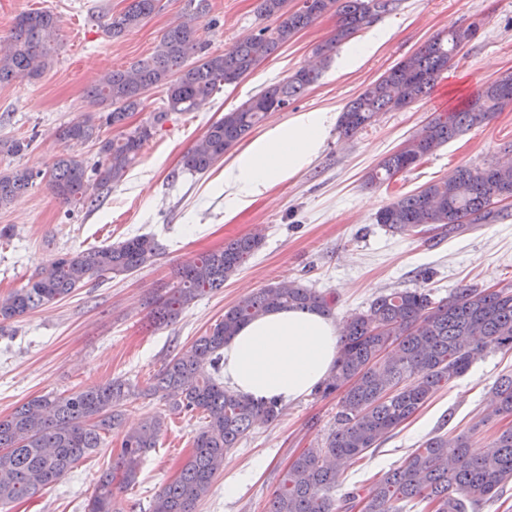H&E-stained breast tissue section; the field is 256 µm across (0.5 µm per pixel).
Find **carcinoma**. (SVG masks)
Returning <instances> with one entry per match:
<instances>
[{
	"instance_id": "1",
	"label": "carcinoma",
	"mask_w": 512,
	"mask_h": 512,
	"mask_svg": "<svg viewBox=\"0 0 512 512\" xmlns=\"http://www.w3.org/2000/svg\"><path fill=\"white\" fill-rule=\"evenodd\" d=\"M257 2L259 18H273L276 26L236 41L221 54H211L197 38V22L207 14L208 0H189L194 11L165 31L149 57L127 68L108 70L89 87L105 112L57 130L61 141H97L101 160L90 169L64 155L45 173L19 167L0 170V207L38 177L46 179L62 203L85 204L90 176L103 187L121 182L152 137L154 126L169 113L199 110L222 86L236 83L315 19L333 11L336 29L317 48L328 60L374 16L391 10L396 0H310V5L296 9L288 8V0ZM156 7L157 0H129L121 13L107 19V29L118 37L139 27ZM58 34L59 20L50 11L17 15L0 48V84L39 78L51 63L50 46ZM458 52L451 29L427 40L410 64H396L344 107L341 134L352 137L381 113L402 109L429 94ZM319 78L317 70L300 69L224 113L188 149L183 169L192 174L208 171L268 113L288 108ZM153 88L165 90L166 102L152 122L118 139H100L102 126L123 127L133 113L142 111ZM511 104L512 73L481 85L461 108L437 113L404 148L385 157L369 174L368 183L384 182L420 164L441 145L489 123ZM29 146L25 139L0 140V155H20ZM511 198L512 165L462 167L450 180L427 183L395 199L376 221L400 234L414 233L426 224L453 230L462 224L494 221L498 212L493 204ZM261 245L257 236L239 237L180 268L177 288L155 302L153 318L160 323L172 320L205 291L224 287ZM159 255V244L148 235L63 254L23 287L0 295V332L7 323L69 296L93 279L132 273ZM279 308L329 313L332 299L294 280L270 283L225 309L208 334L171 358L143 390L144 395L163 401L172 414L202 413L205 418L179 476L154 497L150 512H195L223 469L224 455L256 425L281 415L277 403L256 404L225 389L218 377L224 343L244 323ZM490 350L512 351V290L508 288L466 284L439 301L425 288L393 290L378 296L367 313L348 316L339 332L336 368L318 389L324 396L339 397L336 429L321 447L290 463L267 512H336L329 493L341 470L378 447L443 384L465 375ZM207 367L212 373H205ZM491 394L495 414L512 417V375L501 376ZM130 395L131 386L115 380L63 397H34L0 417V505L31 498L57 482L117 430L122 435L117 459L112 470L99 478L87 512H121L115 489L136 483L142 461L158 444L165 423L160 417L137 428H124L122 407ZM510 481L512 426L498 433L490 452L477 450L466 433L448 432L428 438L369 488L347 493L341 508L344 512H402L396 503L417 500L429 512H480Z\"/></svg>"
}]
</instances>
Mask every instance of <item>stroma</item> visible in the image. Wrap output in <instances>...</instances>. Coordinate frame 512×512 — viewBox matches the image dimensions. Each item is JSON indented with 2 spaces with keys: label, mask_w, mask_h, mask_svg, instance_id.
Returning <instances> with one entry per match:
<instances>
[{
  "label": "stroma",
  "mask_w": 512,
  "mask_h": 512,
  "mask_svg": "<svg viewBox=\"0 0 512 512\" xmlns=\"http://www.w3.org/2000/svg\"><path fill=\"white\" fill-rule=\"evenodd\" d=\"M127 0H0V39L16 15L48 10L59 19V44L51 67L36 80L0 84V139L32 138L17 157L0 156V167L38 172L33 185L0 208V226L14 229L0 239V294L24 286L59 254L101 247L148 234L162 247L157 260L131 274L95 282L69 297L44 305L0 333V417L29 399L66 396L119 379L137 392L124 406V424L135 427L161 415L165 429L142 462L138 479L119 495L123 512H150L157 493L179 474L190 454L203 415L168 414L163 401L141 396L168 360L188 348L219 321L226 308L267 284L283 279L335 297L334 318L367 312L380 294L426 288L433 299L455 288L477 285L512 289V200L499 203L500 218L455 230L427 226L399 235L377 224L376 215L397 197L451 177L459 168H483L512 154V105L488 124L476 126L438 148L419 165L390 181L368 184V174L387 155L415 136L435 113L455 108L478 87L512 72V0H399L376 18L384 41L358 67L322 76L288 109L269 113L266 124L311 110L341 113L345 105L425 41L452 28L473 26L432 93L350 138L331 129L321 154L294 177L278 183L249 205L224 199L222 165L205 174L184 171L185 152L224 113L296 71L315 65V49L336 27L326 15L299 32L237 83L226 85L199 111L170 114L142 148L124 180L111 189H91L84 206L61 203L41 174L60 154L94 166L99 146L61 142L56 130L103 107L86 94L94 79L148 57L187 0H158L155 13L119 38L103 24L124 10ZM257 0H209L197 36L209 51L221 52L265 27ZM260 233L263 242L223 288L199 296L179 317L153 325L151 299L176 286L178 269L225 241ZM512 375V351H491L468 374L445 384L380 448L349 465L336 481L334 499L372 485L436 432H471L476 448L490 446L507 425L494 413L490 388ZM337 398L310 394L285 405L278 420L256 425L224 458L210 494L196 512H266L290 462L321 447L336 426ZM116 458L103 441L71 471L34 497L0 512H86L99 476ZM235 478L234 497L224 481Z\"/></svg>",
  "instance_id": "stroma-1"
}]
</instances>
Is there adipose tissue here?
Segmentation results:
<instances>
[{
    "mask_svg": "<svg viewBox=\"0 0 512 512\" xmlns=\"http://www.w3.org/2000/svg\"><path fill=\"white\" fill-rule=\"evenodd\" d=\"M334 113L310 111L271 125L224 166V189L240 206L296 175L319 156ZM338 331L308 310H276L243 324L222 351L224 385L256 402L286 405L308 395L333 372Z\"/></svg>",
    "mask_w": 512,
    "mask_h": 512,
    "instance_id": "ef3b65f1",
    "label": "adipose tissue"
}]
</instances>
